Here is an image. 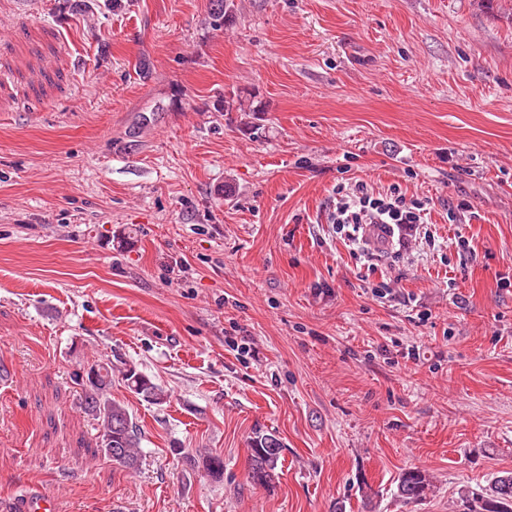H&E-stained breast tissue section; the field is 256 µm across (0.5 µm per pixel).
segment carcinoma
<instances>
[{"label": "carcinoma", "instance_id": "carcinoma-1", "mask_svg": "<svg viewBox=\"0 0 512 512\" xmlns=\"http://www.w3.org/2000/svg\"><path fill=\"white\" fill-rule=\"evenodd\" d=\"M236 20L235 0H210L208 25L222 31ZM224 111H265V105L250 94L230 92L224 95ZM83 387L81 405L85 414L98 425L96 447L121 467L132 469L139 460L141 437L129 409L112 399V362L98 361L75 373ZM127 386L145 401L160 405L167 401L164 388L133 369L126 371ZM249 445V478L259 486H269L278 478V466L284 445L273 433L254 432ZM433 482L426 471L417 467L405 468L397 478L396 497L411 502L427 499L433 492ZM463 512H512V472L494 477L477 491L467 485L458 489Z\"/></svg>", "mask_w": 512, "mask_h": 512}]
</instances>
